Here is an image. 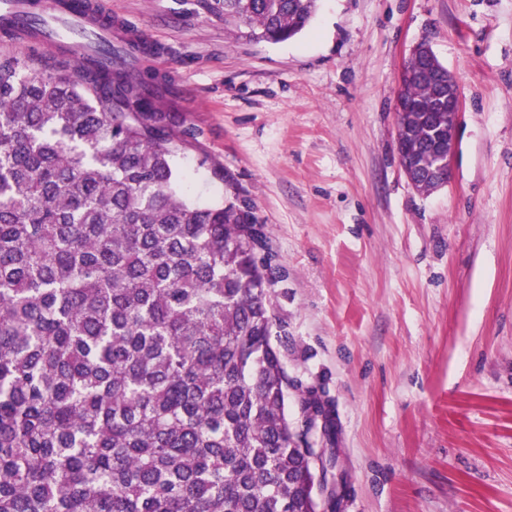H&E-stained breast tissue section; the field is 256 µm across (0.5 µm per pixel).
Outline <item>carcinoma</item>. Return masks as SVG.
<instances>
[{
    "label": "carcinoma",
    "mask_w": 512,
    "mask_h": 512,
    "mask_svg": "<svg viewBox=\"0 0 512 512\" xmlns=\"http://www.w3.org/2000/svg\"><path fill=\"white\" fill-rule=\"evenodd\" d=\"M319 0H215L224 27L281 43ZM149 52L99 39L85 65L0 55V512H315L306 422L333 406L271 342L274 254L224 198L176 190L192 130ZM112 56V65L97 62ZM400 116L415 164L448 135L434 52Z\"/></svg>",
    "instance_id": "obj_1"
}]
</instances>
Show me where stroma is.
<instances>
[{"instance_id":"obj_1","label":"stroma","mask_w":512,"mask_h":512,"mask_svg":"<svg viewBox=\"0 0 512 512\" xmlns=\"http://www.w3.org/2000/svg\"><path fill=\"white\" fill-rule=\"evenodd\" d=\"M104 3L196 132L186 193L223 195L206 158L255 205L272 341L334 406L341 512H512V0H320L281 44L199 0ZM422 41L462 95L451 180L427 196L396 148Z\"/></svg>"}]
</instances>
